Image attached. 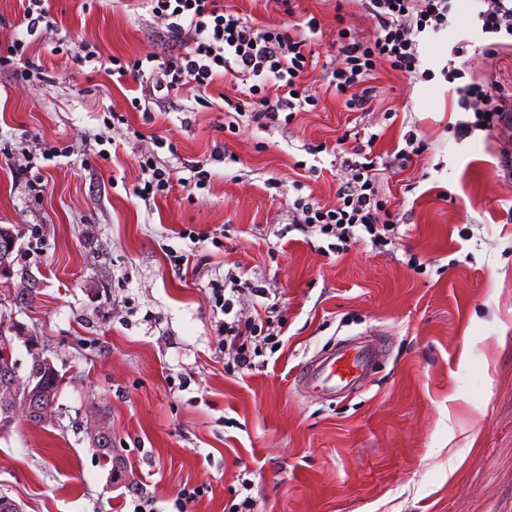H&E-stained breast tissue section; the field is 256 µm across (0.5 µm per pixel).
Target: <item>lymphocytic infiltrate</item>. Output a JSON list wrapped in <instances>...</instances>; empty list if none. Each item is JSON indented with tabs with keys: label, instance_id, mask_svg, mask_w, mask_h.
Instances as JSON below:
<instances>
[{
	"label": "lymphocytic infiltrate",
	"instance_id": "lymphocytic-infiltrate-1",
	"mask_svg": "<svg viewBox=\"0 0 512 512\" xmlns=\"http://www.w3.org/2000/svg\"><path fill=\"white\" fill-rule=\"evenodd\" d=\"M145 2L168 38L182 43L184 51L165 60L152 54L127 62L115 57L109 75L146 74L159 91L186 85L204 90L220 77L246 81L254 105L249 118L261 127L280 124L281 114L294 115L318 106L319 96L303 85L315 60L312 38L322 30L316 15L261 27L227 9L221 0ZM477 2L476 19L482 33L512 39V0ZM362 5L376 21L374 37L363 42L348 30H338L341 61L331 70L328 82L329 90L343 97L351 110L364 107L366 99L359 88L374 78L379 67L389 66L414 82L430 79V72L421 67L419 45L428 34L447 28L452 10V0H362ZM441 74L447 82L457 83L458 105L466 114L456 125L458 138H468L477 130L512 132V111L498 84L464 83V71L451 63ZM271 84L276 87L272 95L267 92ZM140 168L144 179L133 193L145 201L177 185L187 191L204 188L210 178L209 171L197 163L190 165L189 176L177 179L147 158ZM345 168L349 179L339 187L333 208L302 196L291 203L299 231L308 237L317 233L329 236L327 249L332 253L364 238L376 249L392 244L398 226L385 201L377 196L375 169L369 161L352 158L346 160ZM224 284L229 289L228 298L221 303L224 355L234 371L251 372L258 367L261 349L274 345L276 335L233 312L235 298L245 293L261 295V288L233 273L225 275Z\"/></svg>",
	"mask_w": 512,
	"mask_h": 512
}]
</instances>
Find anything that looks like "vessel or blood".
Masks as SVG:
<instances>
[{
  "mask_svg": "<svg viewBox=\"0 0 512 512\" xmlns=\"http://www.w3.org/2000/svg\"><path fill=\"white\" fill-rule=\"evenodd\" d=\"M374 350L350 345L305 362L300 376L305 392L334 399L359 387L372 365Z\"/></svg>",
  "mask_w": 512,
  "mask_h": 512,
  "instance_id": "vessel-or-blood-1",
  "label": "vessel or blood"
}]
</instances>
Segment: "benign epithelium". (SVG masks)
Masks as SVG:
<instances>
[{
  "instance_id": "benign-epithelium-1",
  "label": "benign epithelium",
  "mask_w": 512,
  "mask_h": 512,
  "mask_svg": "<svg viewBox=\"0 0 512 512\" xmlns=\"http://www.w3.org/2000/svg\"><path fill=\"white\" fill-rule=\"evenodd\" d=\"M22 297L13 291L0 294V333L11 334L14 332V316L7 311L14 306L21 305ZM23 379L9 364L0 366V430L9 431L18 417L25 418L28 422L35 421L44 425L52 417V412L40 405V400L49 397V394L41 393L34 386H22Z\"/></svg>"
}]
</instances>
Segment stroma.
Segmentation results:
<instances>
[{
    "instance_id": "obj_1",
    "label": "stroma",
    "mask_w": 512,
    "mask_h": 512,
    "mask_svg": "<svg viewBox=\"0 0 512 512\" xmlns=\"http://www.w3.org/2000/svg\"><path fill=\"white\" fill-rule=\"evenodd\" d=\"M49 6L50 27L30 35L17 0H0V54L24 40L42 73L0 69V225L16 236L0 290L34 280L35 301L13 313L64 381L51 423L0 434V494L21 512H132L139 496L177 512L186 487L200 491L188 512H235L247 472L254 512H512V137L458 139L463 114L441 74L454 62L512 104V46L487 51L473 0H455L448 29L422 40L431 81L381 67L358 111L326 93L327 76L337 30L365 42L374 21L360 0H295L322 22L307 75L321 102L235 134L224 128V100L241 94L233 83L156 92L106 75L111 56L180 50L143 0ZM372 133L376 188L399 237L322 253L294 230L288 202L335 206L346 180L337 146ZM411 136L423 150L398 161ZM159 137L173 149L157 148ZM55 140L68 155L41 160ZM319 144L325 152L309 154ZM23 153L39 158L41 190L14 167ZM144 154L175 171L203 162L210 182L146 205L132 193ZM413 255L425 270L408 265ZM236 265L268 291L242 296L243 316L269 301L285 322L247 375L227 370L218 329L215 290ZM357 335L387 349L364 392L330 401L297 388L302 362ZM97 409L126 465L118 483L90 438Z\"/></svg>"
}]
</instances>
